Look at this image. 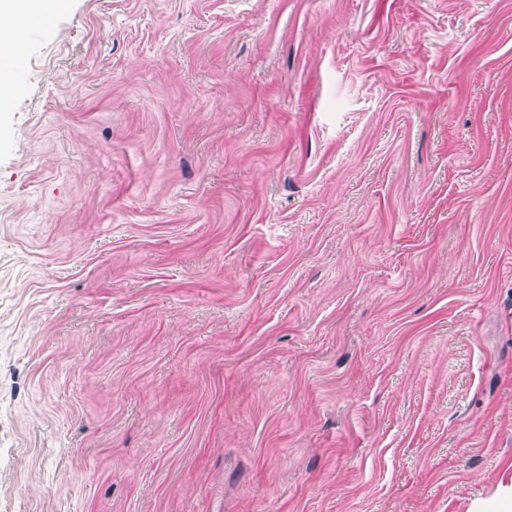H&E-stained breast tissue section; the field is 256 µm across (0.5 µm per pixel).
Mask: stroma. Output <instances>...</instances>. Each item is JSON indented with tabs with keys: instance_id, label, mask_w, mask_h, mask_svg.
I'll return each mask as SVG.
<instances>
[{
	"instance_id": "1",
	"label": "stroma",
	"mask_w": 512,
	"mask_h": 512,
	"mask_svg": "<svg viewBox=\"0 0 512 512\" xmlns=\"http://www.w3.org/2000/svg\"><path fill=\"white\" fill-rule=\"evenodd\" d=\"M20 36L0 512L512 480V0H63Z\"/></svg>"
}]
</instances>
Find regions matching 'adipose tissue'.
I'll return each mask as SVG.
<instances>
[{"mask_svg": "<svg viewBox=\"0 0 512 512\" xmlns=\"http://www.w3.org/2000/svg\"><path fill=\"white\" fill-rule=\"evenodd\" d=\"M57 7V0H0V103L9 98V63L17 54L19 26L43 21Z\"/></svg>", "mask_w": 512, "mask_h": 512, "instance_id": "1", "label": "adipose tissue"}]
</instances>
